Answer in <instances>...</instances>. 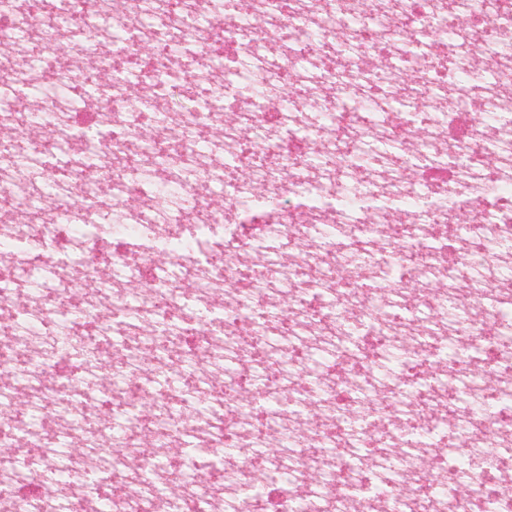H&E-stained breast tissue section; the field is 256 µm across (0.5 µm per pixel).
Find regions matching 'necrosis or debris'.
Returning <instances> with one entry per match:
<instances>
[{
  "label": "necrosis or debris",
  "mask_w": 512,
  "mask_h": 512,
  "mask_svg": "<svg viewBox=\"0 0 512 512\" xmlns=\"http://www.w3.org/2000/svg\"><path fill=\"white\" fill-rule=\"evenodd\" d=\"M502 30L512 0H0V197L50 246L0 224V512H512ZM74 31L94 67L54 65Z\"/></svg>",
  "instance_id": "obj_1"
}]
</instances>
